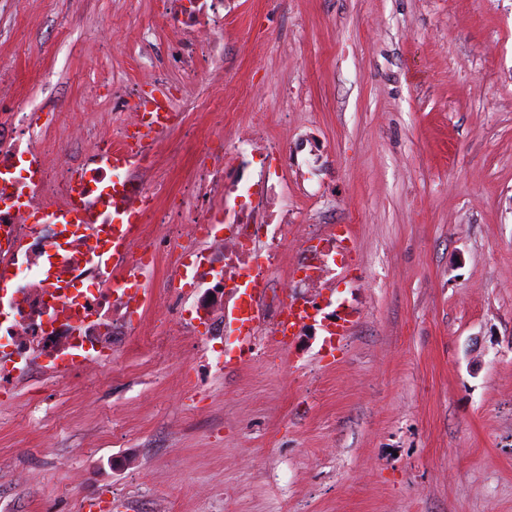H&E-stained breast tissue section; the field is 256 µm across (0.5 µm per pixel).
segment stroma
Masks as SVG:
<instances>
[{"instance_id": "obj_1", "label": "stroma", "mask_w": 512, "mask_h": 512, "mask_svg": "<svg viewBox=\"0 0 512 512\" xmlns=\"http://www.w3.org/2000/svg\"><path fill=\"white\" fill-rule=\"evenodd\" d=\"M179 5L11 0L7 111L49 143L81 115L103 131L164 72L187 148L151 170L163 211L203 163L190 142L224 134L214 104L287 123L290 220L350 245L354 322L201 381L140 342L101 385L34 377L0 408V512H512V0H224L202 79L167 65Z\"/></svg>"}]
</instances>
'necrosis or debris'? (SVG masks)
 I'll return each mask as SVG.
<instances>
[{
	"mask_svg": "<svg viewBox=\"0 0 512 512\" xmlns=\"http://www.w3.org/2000/svg\"><path fill=\"white\" fill-rule=\"evenodd\" d=\"M166 17L181 33L169 48L171 66L202 74L203 58L220 49L224 0H188ZM112 109V136L89 158V189L81 195L93 212L109 206L116 192L138 211L126 255L114 267L99 260L112 248L111 224L67 220L79 169L67 152L91 137L92 128L69 121L64 141L42 148L37 114L15 112L9 135L0 136V274L8 279L0 289L2 403H12L17 383L33 372L52 374L64 389L111 370L117 340L139 336L151 304L162 310L157 341L209 334L214 343L204 366L223 370L225 359L251 353L257 337L276 335L289 302L321 313L312 292L333 287L344 266L348 247L335 225L289 224L270 179L272 164L288 159V135L262 124L235 134L218 151L209 138L196 140L195 151L208 158L198 178L226 203L216 206L182 191L181 204L195 203L199 211L196 222L177 225L167 237L154 235L159 192L149 171L157 156L174 157L179 149L163 132L136 166H113V146L139 125L141 111L125 95L115 97ZM292 247L299 260L290 284L282 286L283 255ZM162 259L161 289L157 297H145L147 276Z\"/></svg>",
	"mask_w": 512,
	"mask_h": 512,
	"instance_id": "obj_1",
	"label": "necrosis or debris"
}]
</instances>
